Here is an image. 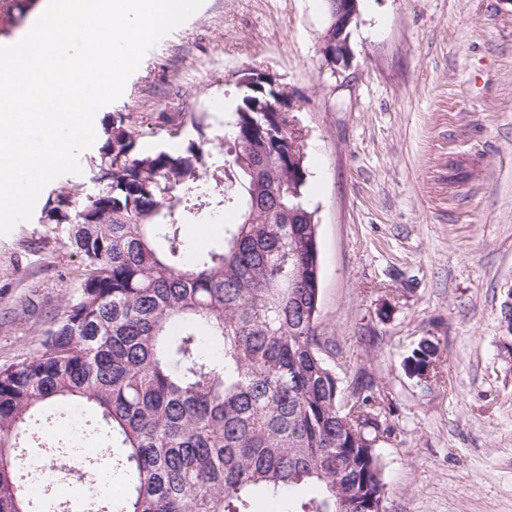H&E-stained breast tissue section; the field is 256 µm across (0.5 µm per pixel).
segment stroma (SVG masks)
<instances>
[{
	"mask_svg": "<svg viewBox=\"0 0 512 512\" xmlns=\"http://www.w3.org/2000/svg\"><path fill=\"white\" fill-rule=\"evenodd\" d=\"M324 0H203L96 113L80 173L0 236V367L38 347L75 294L79 257L51 224L83 202L115 113L142 153L183 151L204 118L224 158L241 71L274 76L304 143L318 225L320 352L343 393L368 384L388 512H512V0H362L351 58L321 53ZM180 126L169 137L167 123ZM439 353L429 377L405 360ZM437 356V347L428 341H422L407 358L406 366L410 369L411 373L412 371H420L427 365L436 362ZM430 370L431 368L427 367L416 375L425 378Z\"/></svg>",
	"mask_w": 512,
	"mask_h": 512,
	"instance_id": "obj_1",
	"label": "stroma"
}]
</instances>
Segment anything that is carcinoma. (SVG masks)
Wrapping results in <instances>:
<instances>
[{
	"mask_svg": "<svg viewBox=\"0 0 512 512\" xmlns=\"http://www.w3.org/2000/svg\"><path fill=\"white\" fill-rule=\"evenodd\" d=\"M182 153L142 154L112 116L97 194L49 209L81 260L80 286L40 347L0 368V512H35L29 440L52 412L94 411L117 498L97 512H375L385 493L369 386L349 398L319 353L317 224L300 136L274 84L241 92L224 164L207 134ZM232 210L220 244L189 251L185 226ZM437 347L419 343L420 371Z\"/></svg>",
	"mask_w": 512,
	"mask_h": 512,
	"instance_id": "cac0c4a2",
	"label": "carcinoma"
}]
</instances>
